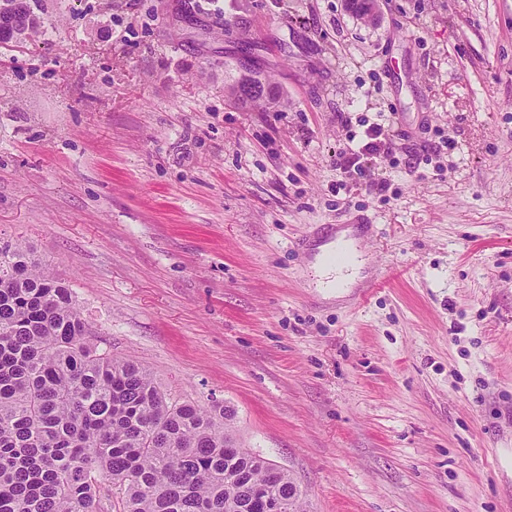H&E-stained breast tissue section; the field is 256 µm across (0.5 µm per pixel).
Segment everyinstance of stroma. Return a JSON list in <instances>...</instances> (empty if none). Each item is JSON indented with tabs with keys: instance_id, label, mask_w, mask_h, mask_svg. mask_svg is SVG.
I'll return each mask as SVG.
<instances>
[{
	"instance_id": "35a3bbf8",
	"label": "stroma",
	"mask_w": 512,
	"mask_h": 512,
	"mask_svg": "<svg viewBox=\"0 0 512 512\" xmlns=\"http://www.w3.org/2000/svg\"><path fill=\"white\" fill-rule=\"evenodd\" d=\"M36 12L0 45V242L48 262L101 349L223 401L310 512H508L512 0ZM243 57L282 107L228 100ZM367 122L393 150L337 190ZM323 224L357 225L364 303L317 288ZM28 13L29 11L17 13L9 17H1L2 19H6L7 22L5 26L1 25V45L17 43L37 33L41 27V17L37 14V20L32 19L29 21Z\"/></svg>"
}]
</instances>
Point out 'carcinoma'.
Returning a JSON list of instances; mask_svg holds the SVG:
<instances>
[{
	"instance_id": "cac0c4a2",
	"label": "carcinoma",
	"mask_w": 512,
	"mask_h": 512,
	"mask_svg": "<svg viewBox=\"0 0 512 512\" xmlns=\"http://www.w3.org/2000/svg\"><path fill=\"white\" fill-rule=\"evenodd\" d=\"M40 27L11 15L0 44ZM229 94L279 105L252 75ZM229 417L100 351L69 286L26 242L0 244V512H306L291 473L237 446Z\"/></svg>"
}]
</instances>
